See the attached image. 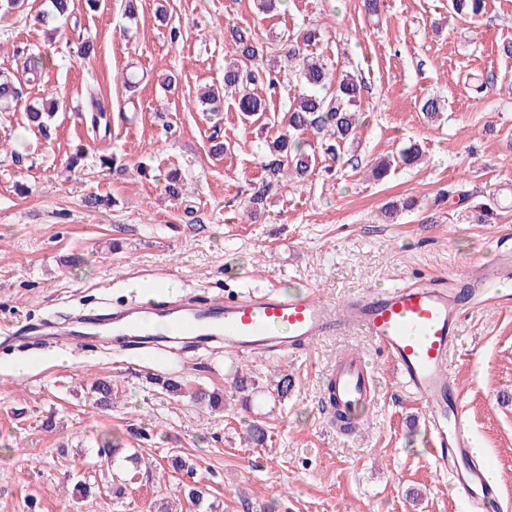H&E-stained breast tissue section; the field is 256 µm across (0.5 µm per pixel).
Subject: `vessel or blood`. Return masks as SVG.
<instances>
[{
    "mask_svg": "<svg viewBox=\"0 0 512 512\" xmlns=\"http://www.w3.org/2000/svg\"><path fill=\"white\" fill-rule=\"evenodd\" d=\"M486 280L512 281V252L484 265ZM472 290L447 277L391 288H366L349 297L343 308L323 300L316 289L290 292L278 286L236 297L201 301L181 297L131 303L108 317L92 314L65 327H23L41 344L72 352L83 350L87 337L112 333L123 350L170 344L190 337L194 348L223 344L240 357L258 353H292L346 324L360 327L395 368L402 386L421 402L436 469L447 474L455 494L470 512H498L500 492L487 473L490 463L473 452V439L459 401V388L448 370L465 307L474 305ZM372 372L358 354L331 368L324 395L331 407L344 410L368 402Z\"/></svg>",
    "mask_w": 512,
    "mask_h": 512,
    "instance_id": "b4317fda",
    "label": "vessel or blood"
}]
</instances>
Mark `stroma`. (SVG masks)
I'll return each mask as SVG.
<instances>
[{
    "instance_id": "1",
    "label": "stroma",
    "mask_w": 512,
    "mask_h": 512,
    "mask_svg": "<svg viewBox=\"0 0 512 512\" xmlns=\"http://www.w3.org/2000/svg\"><path fill=\"white\" fill-rule=\"evenodd\" d=\"M51 9L50 0H25L0 23V71L15 79L23 77L15 46H54L40 83L24 85L26 102L55 87L65 100L48 139L28 127L24 110L0 107V512H154L157 500H177L181 482L201 487L212 512H468L425 454L421 403L354 327L291 356L250 359L220 345L183 360L157 350L118 354L111 338L97 337L62 365L54 352L25 349L16 333L24 321L108 313L144 286L201 298L301 284L340 303L439 273L475 283L481 263L512 249V202L502 200L512 187V56L502 52L512 42V0H487L475 23L449 13L448 0H384L376 15L363 0H286L270 13L257 0H141L132 19L121 0L95 11L74 0L79 29L94 43L87 59L42 23ZM172 26L183 31L176 44ZM308 27L319 33L308 54L363 80L361 126L343 159L318 154L307 179L265 191L255 205L276 136L270 123L303 83L281 74L265 93L267 112L251 124L233 98L214 115L196 96L224 86L229 29L278 54ZM129 70L141 77L132 89L121 81ZM473 73L489 77L483 93L471 90ZM170 74L172 91L163 85ZM91 86L109 103L108 129L73 167L74 146L87 140ZM428 97L444 107L439 120L421 112ZM411 141L422 163L373 180L371 162ZM173 170L184 181L176 199L164 191ZM94 193L112 205L88 207ZM75 255L81 266H71ZM475 285L478 303L461 318L448 365L476 445L493 464L501 512H512V296L495 300L490 284ZM347 352L366 358L375 397L343 434L330 427L321 397L326 371ZM238 370L255 380L246 404L232 386ZM151 373L180 381L181 396L161 393ZM285 374L292 386L280 398L275 382ZM105 377L108 410L87 395ZM199 389L223 394V411L196 405ZM256 420L268 431L258 448L243 437ZM107 439L137 449L152 475L125 481L117 496L111 472L86 468L81 478L100 490L77 498L68 471ZM174 453L193 470L162 471Z\"/></svg>"
}]
</instances>
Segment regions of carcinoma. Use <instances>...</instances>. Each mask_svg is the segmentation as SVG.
<instances>
[{
	"mask_svg": "<svg viewBox=\"0 0 512 512\" xmlns=\"http://www.w3.org/2000/svg\"><path fill=\"white\" fill-rule=\"evenodd\" d=\"M486 0H448V8L454 13L472 21L482 17L486 10ZM73 12L72 0H52V11L42 15V22L59 30V25L71 23ZM233 41L230 58L224 66V90L235 94L234 103L237 111L245 120L259 119L266 112V100L259 94L264 86L276 84L273 78L275 69L264 62V49L257 39L238 29L230 31ZM316 32L309 30L288 48L286 60L294 63L307 92L294 98L288 109L286 122L280 126L278 135L269 146L271 159L266 166L276 182L293 177L304 178L317 162L315 153L307 151L302 145L300 135L313 131L326 136L325 151L338 158L341 149L356 139L359 119L355 110L361 98L362 85L358 78L346 72L337 77L320 59L304 54V46L316 40ZM17 54L24 59V72L27 81L38 83L43 75L46 63L52 59L48 49H17ZM0 102L20 105L23 103L22 86L9 75L0 74ZM62 105L61 98L52 94L40 107L27 105L28 121L31 126L43 134L47 133L48 120ZM90 128L99 129L100 120L106 116L108 107L99 99L90 100ZM423 160V151L415 142L402 148L393 160L380 159L373 163L371 175L382 180L389 175L393 165L414 167ZM95 404L108 408L112 406V382L99 379L91 387ZM120 446L109 441L104 442L97 451L95 465L112 469L122 460L133 468H138L139 455L134 451L118 457Z\"/></svg>",
	"mask_w": 512,
	"mask_h": 512,
	"instance_id": "cac0c4a2",
	"label": "carcinoma"
}]
</instances>
